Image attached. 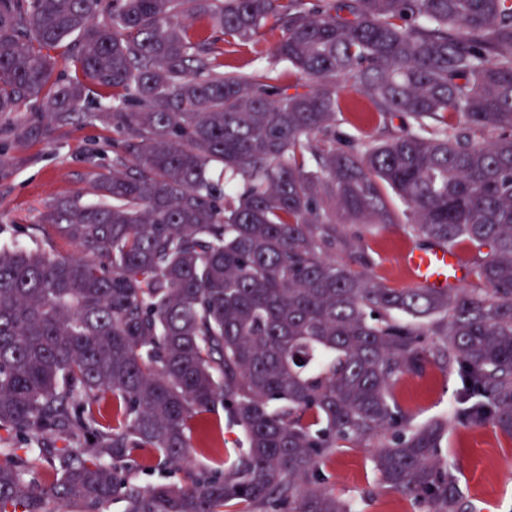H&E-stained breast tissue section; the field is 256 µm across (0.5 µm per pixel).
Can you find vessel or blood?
Instances as JSON below:
<instances>
[{"label":"vessel or blood","mask_w":512,"mask_h":512,"mask_svg":"<svg viewBox=\"0 0 512 512\" xmlns=\"http://www.w3.org/2000/svg\"><path fill=\"white\" fill-rule=\"evenodd\" d=\"M402 264L416 287L440 292L453 285L465 267V259L458 251L432 247L408 250Z\"/></svg>","instance_id":"1"}]
</instances>
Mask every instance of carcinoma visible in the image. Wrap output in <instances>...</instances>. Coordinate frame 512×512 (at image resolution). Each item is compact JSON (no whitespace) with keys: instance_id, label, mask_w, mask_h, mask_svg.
<instances>
[{"instance_id":"cac0c4a2","label":"carcinoma","mask_w":512,"mask_h":512,"mask_svg":"<svg viewBox=\"0 0 512 512\" xmlns=\"http://www.w3.org/2000/svg\"><path fill=\"white\" fill-rule=\"evenodd\" d=\"M270 22L289 83L224 65ZM92 92L112 168L42 215L83 255L0 245V443L28 448L0 447V512H356L322 487L347 445L466 512L449 429L512 439V0H0V116L67 124ZM373 225L469 254L480 287L376 281ZM430 361L459 394L415 424L394 389ZM218 403L236 462L139 484Z\"/></svg>"}]
</instances>
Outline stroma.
I'll list each match as a JSON object with an SVG mask.
<instances>
[{"label":"stroma","mask_w":512,"mask_h":512,"mask_svg":"<svg viewBox=\"0 0 512 512\" xmlns=\"http://www.w3.org/2000/svg\"><path fill=\"white\" fill-rule=\"evenodd\" d=\"M279 39L278 30H265L257 41L225 47L224 62L244 73L275 62ZM115 136L81 116L67 124L30 111L0 117V244L18 242L57 257L75 254V247L57 239L40 217L53 199L86 194L89 172L111 165ZM366 240L376 254L373 278L391 288L409 287L400 257L420 247V240L391 227L371 228ZM457 388L454 374L429 363L421 372L404 374L395 394L420 423L446 414ZM447 453L458 465L455 476L474 512H512V439L489 426H457L448 432ZM323 472L326 488L356 501L359 512H416L410 499L381 486L367 449H338Z\"/></svg>","instance_id":"1"}]
</instances>
